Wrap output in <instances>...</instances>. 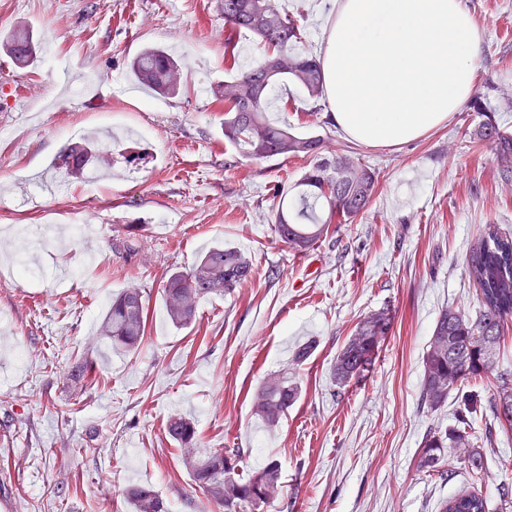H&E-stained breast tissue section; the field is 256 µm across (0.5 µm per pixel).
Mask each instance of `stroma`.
Here are the masks:
<instances>
[{
	"mask_svg": "<svg viewBox=\"0 0 512 512\" xmlns=\"http://www.w3.org/2000/svg\"><path fill=\"white\" fill-rule=\"evenodd\" d=\"M483 28L471 103L442 127L397 147L358 144L331 122L326 97L292 83L271 93L268 118L323 138L375 170L378 189L362 218L340 225L305 255L272 226L304 164L240 157L224 141L215 91L224 67L217 0H0V35L23 25L40 44L30 68L0 72V512H130L127 485L148 483L171 512H215L164 433L190 416L203 448H238L243 471L269 459L283 495L265 512H439L441 500L479 486L490 512L512 490V428L474 419L483 457L474 481L466 449L447 452L448 480L417 468L424 435L455 425L458 402L420 401L423 357L440 313L477 311L465 258L485 225L512 233V183L494 153L473 141L482 111L512 133V0H461ZM298 21L300 46L324 47L334 0H279ZM147 43L184 60L174 96L126 92L129 65ZM120 142L95 183L43 172L62 146L87 134ZM34 224L86 225L68 247L30 248L29 278L15 273ZM138 250L131 260L113 243ZM245 252L255 276L200 301L185 328L166 318L162 284L208 247ZM141 288L148 337L113 350L98 334L112 298ZM387 307L394 325L368 378L338 389L331 364L357 322ZM312 343L309 357L296 350ZM87 360L103 378L70 377ZM294 372L298 401L275 426L252 413L263 381Z\"/></svg>",
	"mask_w": 512,
	"mask_h": 512,
	"instance_id": "35a3bbf8",
	"label": "stroma"
}]
</instances>
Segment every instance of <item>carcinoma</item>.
Here are the masks:
<instances>
[{"mask_svg":"<svg viewBox=\"0 0 512 512\" xmlns=\"http://www.w3.org/2000/svg\"><path fill=\"white\" fill-rule=\"evenodd\" d=\"M224 27L228 35L226 48L233 46V36L241 31L257 36L267 50L250 69L224 81L216 100L224 104V141L243 158L271 160L285 157L306 163L305 171L295 184V196L301 205L297 215L292 206L281 203L274 214V231L278 238L296 252L309 250L329 233L330 224H350L364 214L374 196L378 179L375 172L350 158L323 155V140L316 135H298L288 128L270 124L264 115L267 95L280 81H291L317 98L324 92L320 61L297 49L299 27L278 0H220ZM7 50L15 64L33 66L38 52L32 50L34 37L24 26L15 28L6 38ZM275 61L273 70L266 62ZM182 61L166 47H143L131 60L132 78L140 85L162 95L177 91V74ZM475 140L494 151L501 162L500 178L512 182V134L503 130L490 115L479 123ZM100 158L93 146L69 143L59 153V169L77 173ZM328 206L325 220L315 217L318 203ZM468 276L479 288L478 311L466 317L451 308L440 314L427 352L423 358L421 402L437 410L449 395L465 384L483 379L491 373L497 346L505 328L512 324V235L488 224L465 258ZM254 275L250 260L233 247L215 245L200 256L187 271H174L162 287L167 317L177 328L190 325L196 317L201 299L231 292ZM148 311L138 288L120 292L103 316L99 335L109 339L112 347L135 350L144 341ZM393 327L391 309L382 308L362 318L354 337L338 351L331 367L336 387L342 389L367 377L373 369L381 343ZM71 377L92 386L99 383L93 367L79 363ZM300 395L298 382L284 370L269 376L257 390L252 411L255 417L273 426L288 412ZM493 415L512 427V387L501 379L493 398ZM466 414L458 425L430 430L423 437L418 453V469L438 478H448L445 455L449 448L470 444L473 414L477 412L474 396L464 399ZM166 435L182 450V464L194 485L207 502L224 512H257L281 493V470L277 460L243 475L225 466L227 457L240 456V449L198 448L194 424L181 415L171 416ZM132 512H170L167 502L149 484L133 485L125 491ZM441 512H489L487 500L477 488L458 494L441 506Z\"/></svg>","mask_w":512,"mask_h":512,"instance_id":"carcinoma-1","label":"carcinoma"}]
</instances>
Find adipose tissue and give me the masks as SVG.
<instances>
[{
  "instance_id": "adipose-tissue-1",
  "label": "adipose tissue",
  "mask_w": 512,
  "mask_h": 512,
  "mask_svg": "<svg viewBox=\"0 0 512 512\" xmlns=\"http://www.w3.org/2000/svg\"><path fill=\"white\" fill-rule=\"evenodd\" d=\"M481 50L461 0H337L321 62L330 118L357 143L421 138L472 96Z\"/></svg>"
}]
</instances>
